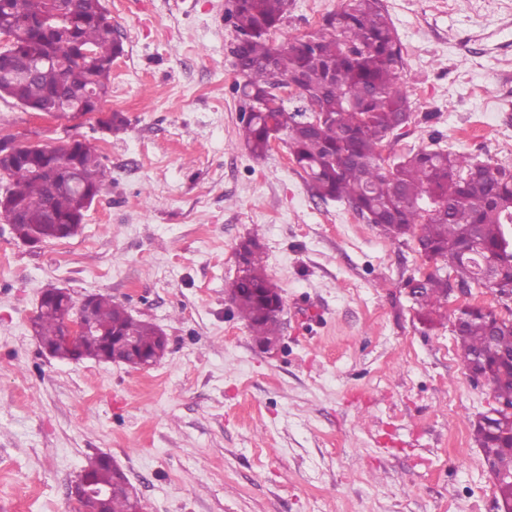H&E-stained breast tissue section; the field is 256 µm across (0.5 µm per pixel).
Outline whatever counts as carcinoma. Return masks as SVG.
Wrapping results in <instances>:
<instances>
[{
    "mask_svg": "<svg viewBox=\"0 0 512 512\" xmlns=\"http://www.w3.org/2000/svg\"><path fill=\"white\" fill-rule=\"evenodd\" d=\"M52 2L54 13L46 16L41 0H0V28L23 48L30 69L0 75V99L10 98L30 111L64 104L70 111L91 110L96 101L86 91L92 90L97 101L106 97L123 42L113 36L115 26L104 13L103 0ZM289 7L290 0H236L224 16L235 33L230 52L240 80L234 91L249 101L252 112L241 120L246 149L257 159L265 156L273 138L268 119H274L312 197L346 202L393 239L414 234L424 261L434 267L406 284L418 289L412 300L424 324L431 327L441 319L452 282L467 289L495 285L499 294H511L512 238L507 228L512 225V169L439 147L412 149L385 161L384 143L408 123L411 113L403 90L401 44L381 0H346L315 33L277 45L271 36ZM83 48L93 52V61L82 58ZM276 74L298 82L299 104L268 106ZM311 99L320 101L326 112L318 125L305 116ZM127 127L121 112L100 119V128L114 136ZM43 159L37 147L21 149L17 165L0 174L4 211L22 217L12 233L25 242L35 234L45 242L67 238L61 227L71 219L83 220L106 183L96 150L84 141L56 150L52 166ZM476 240L492 254L490 279L483 275L482 257L467 253ZM239 249L247 256V267L233 282L230 300L262 344L279 335L273 303L281 296L254 292L276 287L266 272L258 235L243 240ZM64 314L62 303L51 298L40 302L33 328L41 343L61 359L75 354L100 358L102 345L92 332L69 345L58 342ZM92 320L102 329H119L146 349H165L156 326L134 319L108 296H94ZM451 332L464 365L481 364L498 400L512 407V367L503 360L512 353V319L503 318L493 327L483 314L465 313L453 318ZM473 440L503 476L496 483L499 502H512V426L494 430L477 421ZM81 473L110 479L100 454L88 457ZM138 508L134 498L114 495L107 512Z\"/></svg>",
    "mask_w": 512,
    "mask_h": 512,
    "instance_id": "obj_1",
    "label": "carcinoma"
}]
</instances>
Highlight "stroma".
Returning <instances> with one entry per match:
<instances>
[{
    "label": "stroma",
    "instance_id": "1",
    "mask_svg": "<svg viewBox=\"0 0 512 512\" xmlns=\"http://www.w3.org/2000/svg\"><path fill=\"white\" fill-rule=\"evenodd\" d=\"M343 0H291L274 40L319 29ZM124 53L101 114L36 118L0 99V135L86 140L109 177L78 233L31 247L0 220V512H76L67 495L106 452L144 512H497L472 439L489 409L443 320L409 279L429 271L347 204L311 197L284 141L240 136L224 0H104ZM411 119L391 150L439 146L512 166V0H383ZM258 235L283 300L276 349L229 299ZM104 294L168 338L149 369L50 356L42 291Z\"/></svg>",
    "mask_w": 512,
    "mask_h": 512
}]
</instances>
